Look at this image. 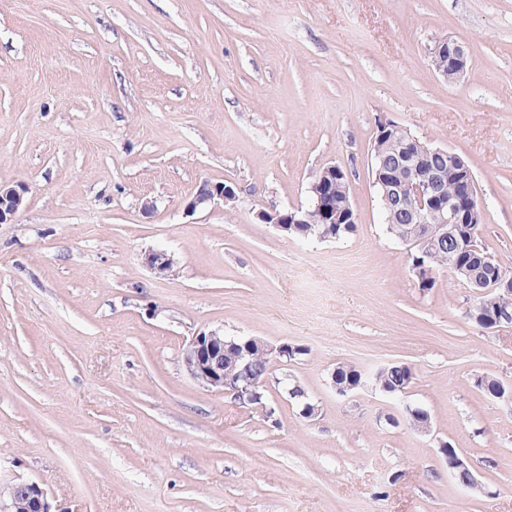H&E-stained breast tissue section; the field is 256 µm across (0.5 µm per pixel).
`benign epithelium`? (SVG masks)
<instances>
[{
	"label": "benign epithelium",
	"instance_id": "1",
	"mask_svg": "<svg viewBox=\"0 0 512 512\" xmlns=\"http://www.w3.org/2000/svg\"><path fill=\"white\" fill-rule=\"evenodd\" d=\"M448 56L452 62L454 78H459L469 65L468 46L456 39L445 38L431 49V62L437 64L442 56ZM454 153L440 147L428 148L413 140L407 149L391 159V165L402 169L411 164L419 168L415 177L391 181L387 178L386 165L380 164L376 169V181L384 188V197L394 213L407 217L411 224H426L430 217L440 218L441 233L433 232L418 238L413 246L416 251L425 253V248L435 237L450 234V224H479L483 222L481 207L467 204L463 199L448 197L443 178L428 169L424 161L427 155ZM27 187L23 184L0 185V224L8 223L23 206ZM238 198L237 187L232 182H205L198 189L195 197L188 203L187 212L194 213L217 205H229ZM316 210L329 224H351L356 216L348 208L336 209V203L330 193H317ZM257 217L274 225L281 231H288L290 224L307 223L301 208H291L275 212L261 211ZM146 264L154 272L168 274L174 265V259L163 250H152L145 257ZM262 349L276 357L291 354V345L273 346L256 338L227 337L217 330L200 331L191 337L183 351V364L187 374L201 387L216 393L230 395L244 400L257 408L263 407L259 388L264 382L258 380L254 371V353ZM439 452L446 456L448 471L453 475H462V485L475 489L479 482L471 471L469 464L460 455L448 454V449L441 447ZM24 497L29 503V512H50L44 491L36 484L19 482L8 489V499Z\"/></svg>",
	"mask_w": 512,
	"mask_h": 512
}]
</instances>
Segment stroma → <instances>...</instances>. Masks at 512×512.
I'll return each mask as SVG.
<instances>
[{
  "label": "stroma",
  "instance_id": "35a3bbf8",
  "mask_svg": "<svg viewBox=\"0 0 512 512\" xmlns=\"http://www.w3.org/2000/svg\"><path fill=\"white\" fill-rule=\"evenodd\" d=\"M442 38L470 48L453 84ZM381 120L468 162L512 271V0H0V185L27 188L0 224V486L50 512H512V404L473 384L512 385V325L469 322L448 272L420 290L372 183ZM333 164L352 234L257 219ZM205 181L236 203L188 213ZM202 330L306 347L271 416L188 376ZM388 362L414 366L405 396L337 395L336 365ZM407 405L429 434L386 423ZM442 444L441 448H439V452L445 456L448 462V471H450L454 477L457 475H465L466 477L462 480V485L468 488H479L480 483L476 479L475 475L471 471L469 464L465 461L458 453H454L448 456V446ZM8 500L15 502L23 496L29 503V510L23 498H19L11 512H50L44 491L36 484L19 482L8 489Z\"/></svg>",
  "mask_w": 512,
  "mask_h": 512
}]
</instances>
